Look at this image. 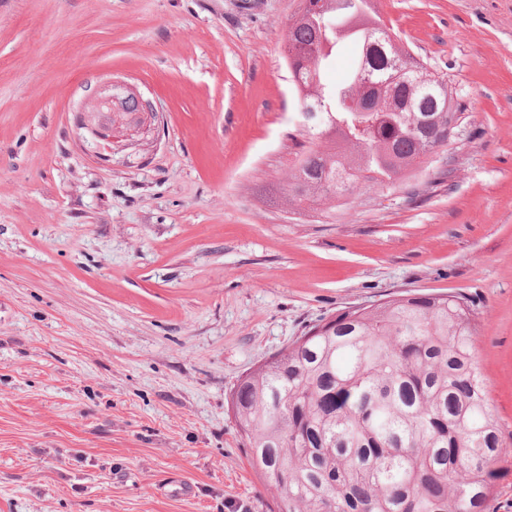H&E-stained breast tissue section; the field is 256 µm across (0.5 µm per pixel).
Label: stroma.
Returning a JSON list of instances; mask_svg holds the SVG:
<instances>
[{
    "mask_svg": "<svg viewBox=\"0 0 512 512\" xmlns=\"http://www.w3.org/2000/svg\"><path fill=\"white\" fill-rule=\"evenodd\" d=\"M375 2L464 120L383 193L296 210L300 0H0V512H275L234 388L404 291L475 303L512 512V0ZM115 79L156 116L100 139Z\"/></svg>",
    "mask_w": 512,
    "mask_h": 512,
    "instance_id": "1",
    "label": "stroma"
}]
</instances>
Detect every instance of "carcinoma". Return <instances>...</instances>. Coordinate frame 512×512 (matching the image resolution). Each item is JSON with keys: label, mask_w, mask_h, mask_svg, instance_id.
Segmentation results:
<instances>
[{"label": "carcinoma", "mask_w": 512, "mask_h": 512, "mask_svg": "<svg viewBox=\"0 0 512 512\" xmlns=\"http://www.w3.org/2000/svg\"><path fill=\"white\" fill-rule=\"evenodd\" d=\"M362 2L302 0L288 31L310 115L288 179L295 208L390 187L447 149L461 120L448 76ZM354 20L361 62L328 87L321 64ZM363 73L374 83L359 97ZM474 335L466 298L405 292L336 314L241 379L231 404L277 512H489L503 442Z\"/></svg>", "instance_id": "cac0c4a2"}]
</instances>
